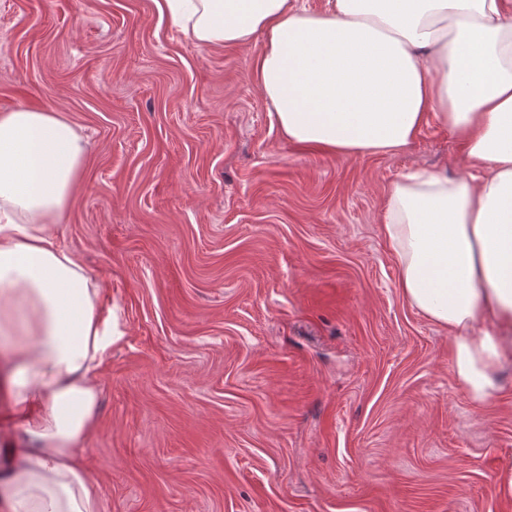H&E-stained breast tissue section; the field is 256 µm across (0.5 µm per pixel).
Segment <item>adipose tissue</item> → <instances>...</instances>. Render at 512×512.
<instances>
[{
  "instance_id": "adipose-tissue-1",
  "label": "adipose tissue",
  "mask_w": 512,
  "mask_h": 512,
  "mask_svg": "<svg viewBox=\"0 0 512 512\" xmlns=\"http://www.w3.org/2000/svg\"><path fill=\"white\" fill-rule=\"evenodd\" d=\"M197 45L261 38L254 76L288 141L345 156L404 150L429 121L454 131L471 170L394 182L383 234L411 306L454 335L468 397L493 400L512 362V0H164ZM84 148L58 113H0V512H102L85 447L94 369L119 334L100 290L54 226Z\"/></svg>"
}]
</instances>
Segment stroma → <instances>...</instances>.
I'll return each mask as SVG.
<instances>
[{"label":"stroma","mask_w":512,"mask_h":512,"mask_svg":"<svg viewBox=\"0 0 512 512\" xmlns=\"http://www.w3.org/2000/svg\"><path fill=\"white\" fill-rule=\"evenodd\" d=\"M261 39L203 47L163 0H0V113L64 115L56 233L121 309L86 456L105 512H512V365L474 404L383 236L391 184L468 171L285 140Z\"/></svg>","instance_id":"35a3bbf8"}]
</instances>
